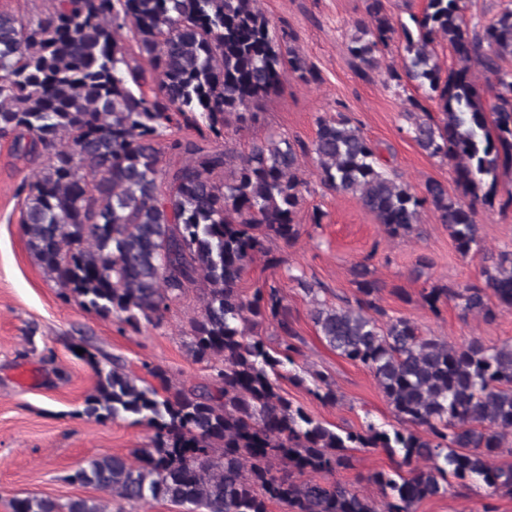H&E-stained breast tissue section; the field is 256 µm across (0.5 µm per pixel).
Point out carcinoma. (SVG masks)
Segmentation results:
<instances>
[{
  "instance_id": "obj_1",
  "label": "carcinoma",
  "mask_w": 512,
  "mask_h": 512,
  "mask_svg": "<svg viewBox=\"0 0 512 512\" xmlns=\"http://www.w3.org/2000/svg\"><path fill=\"white\" fill-rule=\"evenodd\" d=\"M36 21L0 12V138L41 168L25 178L20 224L40 266L62 289L98 315L137 331L156 325L186 290L204 291L191 321L190 351L211 370L210 385L173 388L167 372L145 365L160 388L138 384L119 360L84 351L98 375L85 413L98 420L137 416L155 429L136 462L95 457L70 476L128 503L167 499L184 512H378L376 503L334 479L350 467L353 448H381L396 467L369 480L383 512H415L425 499L448 493L452 481L480 480L489 495L512 494V467L491 458L512 433V344H460L424 337L411 319L392 317L379 304L383 283L365 263L353 269L354 301L317 299L319 283L294 275L314 307L322 340L368 369L403 428L337 432L281 395L279 367L293 362L301 337L279 288H240L259 255L278 260L266 243L300 236L303 198L300 159L316 155L321 183L350 193L385 232L404 236L430 204L457 251L478 245V204L489 203L498 170L512 165V10L476 29L463 0H428L415 30L401 25L409 63L405 75L437 94L439 118L411 120L409 133L432 157L454 161L459 198L437 182L418 197L400 175L384 169L377 145L346 117L317 118L312 147L272 133L252 145L239 164L224 150L172 138L173 128L224 143L229 116L243 119L250 103L283 89L290 71L305 83L316 76L278 37L256 0H54ZM362 35L348 45L367 79L380 68L379 46L396 33L382 0H367ZM129 30L146 55L155 87L143 90L140 65L125 49ZM453 49L458 68L441 78L432 44ZM495 81L485 104L471 66ZM189 156L167 171L165 150ZM484 194H478L479 190ZM485 286L432 287L430 310L453 300L486 322L512 308V253L482 270ZM274 327L271 349L261 327ZM309 392L336 403L329 376H312ZM512 454V448L506 450ZM307 473L321 479L303 478ZM13 512H107L94 498L61 505L28 495Z\"/></svg>"
}]
</instances>
